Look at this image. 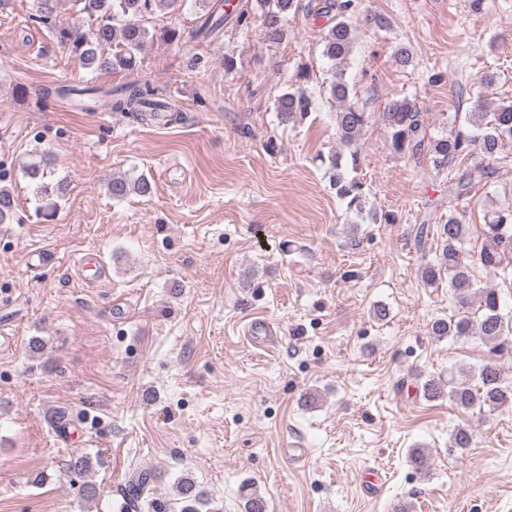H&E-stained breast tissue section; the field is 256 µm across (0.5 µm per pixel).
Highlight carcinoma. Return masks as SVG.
<instances>
[{
    "label": "carcinoma",
    "instance_id": "cac0c4a2",
    "mask_svg": "<svg viewBox=\"0 0 512 512\" xmlns=\"http://www.w3.org/2000/svg\"><path fill=\"white\" fill-rule=\"evenodd\" d=\"M64 0H34L28 19L45 28L56 42L75 55L92 71L134 70L140 54L153 35L148 20L158 11L171 12L180 8L182 0H71L76 17L70 23L60 20ZM206 12L196 36L208 38L224 30L230 23L246 33L256 25L264 41L279 44L288 36V17L299 8L298 0H254L252 10L230 8V0H202ZM313 23L323 46V56L333 70L324 94L335 108L336 135L340 145L348 149L331 156L330 186L347 208L360 210L365 204L364 185L350 172L358 169L360 153L357 142L370 122L371 114L351 99V89L344 70L356 41L358 21L371 30L387 28L386 18L360 10L359 0H319L312 14ZM314 106L313 97L299 87L277 97L274 109L283 125L305 121ZM93 108L122 112L142 121L157 112H170V120L182 121L184 113L175 105L158 97V90L149 82L124 84L108 91L94 101ZM376 120L384 126L390 138L391 150L402 157L413 158L428 153L434 171L440 172L462 164L473 153L495 159L504 144L512 143V104H500L487 109L485 101H475L474 109L466 113L464 123L452 122L450 130L438 137H427L425 121L416 102L408 97L389 100ZM23 175L36 185L40 193L39 213L47 220L54 217L56 199L63 195V183L53 182L48 153L35 151L22 167ZM489 167L475 165L466 168L456 182L448 187L449 194L460 197L490 177ZM109 195L123 200L131 195L146 196L152 191L150 180L112 177L106 183ZM16 202L6 186H0V224L14 219ZM484 240L476 253L467 252L464 241L465 225L448 214L439 230L435 258L420 269V278L434 284L444 278L452 289L456 313L449 319L438 318L431 333L438 337L462 338L477 336L488 346L490 358L475 371L460 370L448 375V381L428 378L422 384L423 397L429 401L448 398L463 409L486 407L498 409L512 403V387L504 385L498 358L512 356V319L502 313L500 296L494 288L473 289L471 269L475 264L503 277L512 272V208L491 211L484 224ZM179 512H200L212 504L208 491L194 478L182 476L175 485Z\"/></svg>",
    "mask_w": 512,
    "mask_h": 512
}]
</instances>
